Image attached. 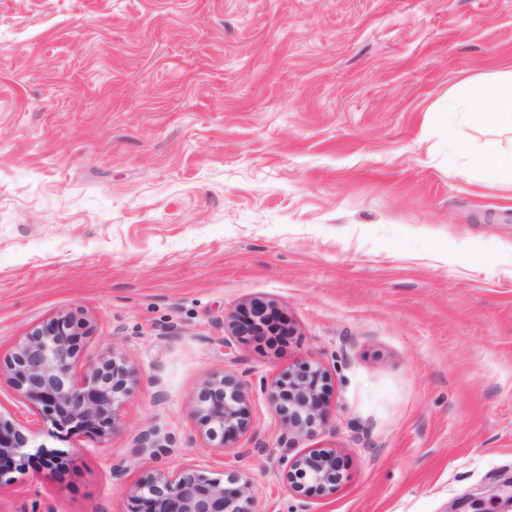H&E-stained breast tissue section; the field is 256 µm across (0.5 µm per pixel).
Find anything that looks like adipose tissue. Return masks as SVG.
Wrapping results in <instances>:
<instances>
[{
    "label": "adipose tissue",
    "instance_id": "obj_1",
    "mask_svg": "<svg viewBox=\"0 0 512 512\" xmlns=\"http://www.w3.org/2000/svg\"><path fill=\"white\" fill-rule=\"evenodd\" d=\"M448 113L477 127L512 131V74L465 84Z\"/></svg>",
    "mask_w": 512,
    "mask_h": 512
}]
</instances>
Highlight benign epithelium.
Returning <instances> with one entry per match:
<instances>
[{"mask_svg":"<svg viewBox=\"0 0 512 512\" xmlns=\"http://www.w3.org/2000/svg\"><path fill=\"white\" fill-rule=\"evenodd\" d=\"M268 307L255 303L240 320L230 323L232 334L255 336L264 326ZM71 327L64 318L52 319L30 330L8 357L6 367L17 390L43 405L55 429L68 434H108L116 407L126 393L125 368L115 359L93 365L77 383L71 369L75 350ZM326 372L320 367L288 371L268 392L275 414L288 433L312 436L328 415L323 399ZM247 383L234 375L207 382L199 395V413L210 440H219L216 451L248 432ZM28 438L14 422L0 414V487L15 458L25 456ZM281 480L298 497L310 492L328 494L342 481L332 448H317L283 461ZM232 486L210 478L197 465L174 472H159L131 491L132 512H254L250 479L238 474Z\"/></svg>","mask_w":512,"mask_h":512,"instance_id":"obj_1","label":"benign epithelium"}]
</instances>
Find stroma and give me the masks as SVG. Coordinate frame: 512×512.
Instances as JSON below:
<instances>
[{"label": "stroma", "mask_w": 512, "mask_h": 512, "mask_svg": "<svg viewBox=\"0 0 512 512\" xmlns=\"http://www.w3.org/2000/svg\"><path fill=\"white\" fill-rule=\"evenodd\" d=\"M511 72L512 0H0V356L67 317L75 379L128 373L103 438L0 373L29 439L0 512H130L134 485L203 462L258 512H501L512 178L463 151L512 132L446 112ZM256 301L275 337L231 335ZM304 366L329 413L288 443L266 388ZM223 374L250 429L220 455L197 408ZM151 428L165 448L135 454ZM315 448L343 479L301 499L279 461Z\"/></svg>", "instance_id": "1"}]
</instances>
